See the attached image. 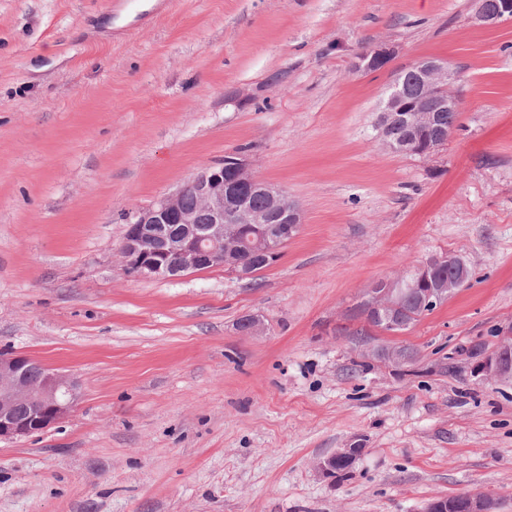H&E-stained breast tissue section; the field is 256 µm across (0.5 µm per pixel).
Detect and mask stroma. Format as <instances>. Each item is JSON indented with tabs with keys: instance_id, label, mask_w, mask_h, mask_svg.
<instances>
[{
	"instance_id": "35a3bbf8",
	"label": "stroma",
	"mask_w": 512,
	"mask_h": 512,
	"mask_svg": "<svg viewBox=\"0 0 512 512\" xmlns=\"http://www.w3.org/2000/svg\"><path fill=\"white\" fill-rule=\"evenodd\" d=\"M473 0H0V349L74 377L42 433L0 441V512H512V380L474 365L512 326V22ZM394 43L387 69L352 72ZM448 62L446 144L391 152L399 72ZM244 149L301 208L241 281L124 273L132 212ZM472 277L391 334L359 306L430 256ZM259 319L263 330L240 329ZM396 344L415 361L372 357ZM358 444L349 474L319 459ZM488 0V7L494 12H488L485 9L483 0H474L475 3V21L482 27H496L504 21H512V0ZM398 54V48L389 42L381 41L354 56L351 69L354 72H372L386 67ZM494 508L488 496L470 492L460 496H436L426 503L422 512H494Z\"/></svg>"
}]
</instances>
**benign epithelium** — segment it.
I'll return each instance as SVG.
<instances>
[{"instance_id":"1","label":"benign epithelium","mask_w":512,"mask_h":512,"mask_svg":"<svg viewBox=\"0 0 512 512\" xmlns=\"http://www.w3.org/2000/svg\"><path fill=\"white\" fill-rule=\"evenodd\" d=\"M475 21L482 27H496L512 21V0H498L489 12L484 0H474ZM398 54V48L381 41L354 56V72H372L386 67ZM414 75L418 95L405 98L399 83L382 107L377 130L387 142L386 132L400 112L408 116L409 134L400 144L401 152L427 156L436 151L446 136L436 132V115L458 111V101L450 86L454 72L447 63L429 59L409 68ZM257 192L267 201L263 211L252 209L248 196ZM190 193L196 200L193 209L182 204ZM302 215L299 206L286 198L278 187L259 179L244 154H232L224 160L202 167L175 191L152 205L135 211L120 247L125 273L144 280L177 279L205 267L223 268L239 279L253 276L252 268L240 255L252 248L265 264H273L281 247L299 231ZM448 267V275L440 270ZM471 269L458 253L432 256L414 272L377 282L364 319L392 316L400 298L415 294L422 314L433 312L454 295L459 284L470 278ZM375 358L396 368L411 362L408 351L399 345L381 346ZM40 366L34 359L13 351H0V440L31 436L44 432L62 420L79 400L77 382L69 375L44 367L36 377L29 368ZM474 373L486 379L512 380V326L502 331L501 340L476 366ZM27 415H17L19 407ZM364 453L358 445L338 448L317 463L326 477L346 475ZM422 512H494V503L486 495L436 496Z\"/></svg>"}]
</instances>
